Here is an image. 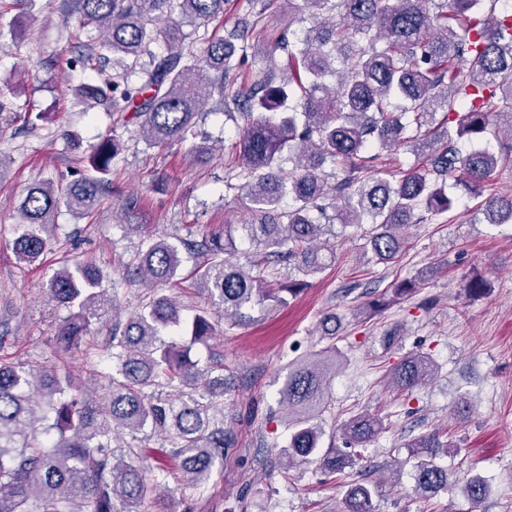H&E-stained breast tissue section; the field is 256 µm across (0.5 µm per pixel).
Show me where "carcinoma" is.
I'll use <instances>...</instances> for the list:
<instances>
[{"mask_svg": "<svg viewBox=\"0 0 512 512\" xmlns=\"http://www.w3.org/2000/svg\"><path fill=\"white\" fill-rule=\"evenodd\" d=\"M278 2L290 25L302 5L309 26L288 30L276 44L286 67L271 55L265 69L245 74L248 52H259L250 38L262 9L198 50L184 27L223 25L226 0H77L83 19L103 32L97 52L79 63L93 68L110 60L117 71L104 83L75 87V97L131 113L128 122L153 148L196 138L209 99L233 105L244 125L229 161L237 183L226 188L252 220L192 232L177 245L144 234V224L122 225L144 235L145 244L125 266L126 280L152 294L99 342L90 336L92 320L111 304L102 270L60 260L47 295L71 314L53 356L64 365L81 351L98 353L89 374L107 379L108 394L97 405L68 371L0 358V512H142L149 501L164 512L156 493L163 467L144 465L146 455L122 444L124 435L147 428L180 460L186 484L207 489L235 436L224 426V364L202 367L192 348L214 338L213 313L233 322L244 308L285 306L300 294L335 259V225H371L373 253L392 261L403 251L405 227L452 210L446 181L458 175L477 200L476 216L512 223V193L501 194L495 183L497 171L512 166V7L500 0ZM160 42L163 53L154 51ZM463 138L471 144L466 153L458 147ZM120 151V140L105 136L90 149L88 174L65 186L28 188L13 240L18 262L43 263L55 254L51 227L60 207L78 218L96 211ZM393 151L413 155L414 164H383ZM239 238L251 251L246 266L237 261ZM186 259L192 271L180 278ZM435 272L430 266L395 282L394 294H411ZM184 282L209 304L189 323L162 289ZM340 360L332 345L288 363L278 404L286 409L290 467L312 458L334 477L349 464L347 455L320 447L318 419ZM435 371L429 357L412 354L389 379L411 391ZM383 429L368 413L343 425L353 446ZM409 447L419 457L417 494L448 489L447 470L433 461L444 447L439 437L421 434ZM462 491L478 504L487 485L474 476ZM377 494L376 484L353 485L345 512H375Z\"/></svg>", "mask_w": 512, "mask_h": 512, "instance_id": "1", "label": "carcinoma"}]
</instances>
